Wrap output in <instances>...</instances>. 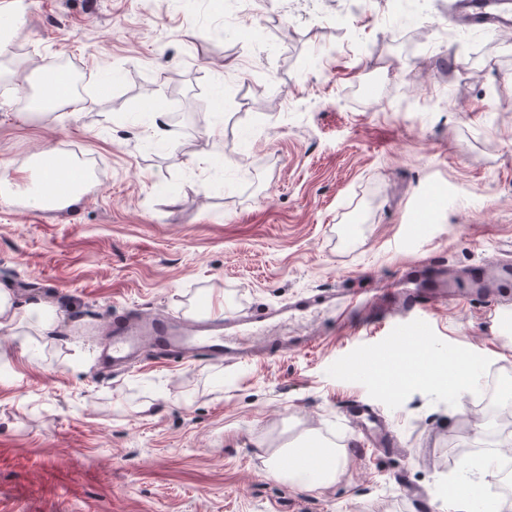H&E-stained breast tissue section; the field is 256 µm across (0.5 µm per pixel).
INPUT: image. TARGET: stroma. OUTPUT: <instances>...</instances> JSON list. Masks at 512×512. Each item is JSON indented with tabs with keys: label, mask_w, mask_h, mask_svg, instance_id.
<instances>
[{
	"label": "stroma",
	"mask_w": 512,
	"mask_h": 512,
	"mask_svg": "<svg viewBox=\"0 0 512 512\" xmlns=\"http://www.w3.org/2000/svg\"><path fill=\"white\" fill-rule=\"evenodd\" d=\"M454 0H20L0 58V162L53 149L87 166L79 202L0 199V291L57 310L0 332V512H430L489 495L480 376L418 373L395 393L370 362L389 325L336 315L339 288L390 283L422 256L460 276L512 261V33L439 32ZM86 80L77 105L30 114L40 60ZM174 135L152 136L147 99ZM315 311L248 337L313 336L257 363L146 359L109 379L93 339L114 310ZM422 352L512 376V324L482 301L436 308ZM391 424L364 449L347 410ZM344 455L307 490L262 473L263 444L305 432ZM479 486L468 484L458 487L448 495V512H469L471 502L477 495Z\"/></svg>",
	"instance_id": "obj_1"
}]
</instances>
